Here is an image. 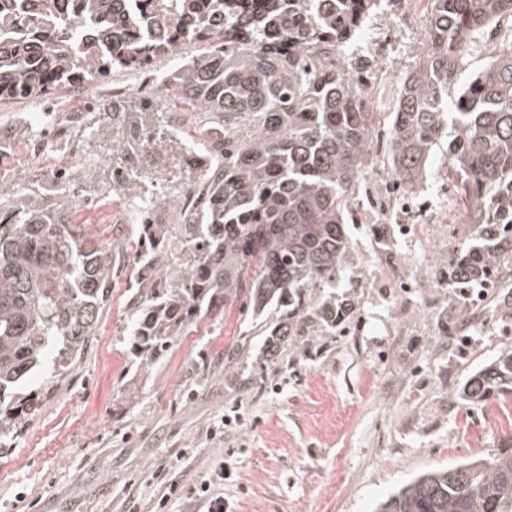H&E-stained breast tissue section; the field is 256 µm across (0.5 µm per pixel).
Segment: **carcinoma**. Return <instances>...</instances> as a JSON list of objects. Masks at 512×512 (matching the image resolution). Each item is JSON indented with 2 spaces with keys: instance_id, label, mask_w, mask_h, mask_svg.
<instances>
[{
  "instance_id": "cac0c4a2",
  "label": "carcinoma",
  "mask_w": 512,
  "mask_h": 512,
  "mask_svg": "<svg viewBox=\"0 0 512 512\" xmlns=\"http://www.w3.org/2000/svg\"><path fill=\"white\" fill-rule=\"evenodd\" d=\"M231 0H0V100L52 97L113 70L183 61L169 77L191 111L224 118V139L186 146L148 107L90 116L105 152L130 172L104 185L141 204L142 172L177 151L208 168L206 190L181 225L183 254L165 249L168 225H138L145 276L132 298L129 340L149 367L203 311L236 306L250 326L268 311L263 353L276 359L311 337L334 336L354 315L357 284L336 297L355 245L346 211L372 153L365 99L375 54L357 48L380 0H264L256 12L215 13ZM417 63L390 113L388 177L420 191L434 150L448 142L455 192L476 229L438 286L485 289L512 260V51L465 84L469 46L512 17V0H430ZM49 203L35 188L0 185V452L37 414L96 335L112 291V241L63 221L73 207L67 171ZM512 396V345L466 375L451 398L467 407ZM376 512H512V437L490 460L424 471Z\"/></svg>"
}]
</instances>
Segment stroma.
<instances>
[{"mask_svg":"<svg viewBox=\"0 0 512 512\" xmlns=\"http://www.w3.org/2000/svg\"><path fill=\"white\" fill-rule=\"evenodd\" d=\"M425 31V22L400 25L389 13L377 14L373 32L392 57L376 78L399 85ZM180 61L163 55L149 73L112 72L96 92L64 88L46 109L24 99L0 102V178L45 183L49 168L69 169L87 192L72 211L76 221L111 227L118 247L97 335L0 455V512H152L164 490L153 473L191 487L219 466L230 474L220 490L231 512H372L375 501L422 470L495 455L512 436V397L465 409L449 394L512 343V318L496 310L512 299V263L476 301H463L429 277L417 290L395 287L394 272L413 277L419 265L450 263L454 244L471 229L461 216L413 239L405 214L385 199L380 151L347 212L355 251L340 279L360 286L354 323L315 341L313 358L287 352L273 363L260 354V329L250 330L249 346L230 372L224 352L238 340L237 316L211 311L184 328L153 368H139L122 336L128 285L139 270L134 207L127 197L104 193L112 158L97 152L87 125L68 118L86 111L95 93L133 108L148 97L161 128L196 139L199 116L184 111L166 87ZM37 136L52 144L61 138L76 149L61 158L36 156L31 141ZM448 186V153L441 147L418 204L454 209ZM373 219L387 227V249L369 234ZM458 320L470 325V345L440 334ZM235 407L240 424L209 439L208 428Z\"/></svg>","mask_w":512,"mask_h":512,"instance_id":"1","label":"stroma"}]
</instances>
